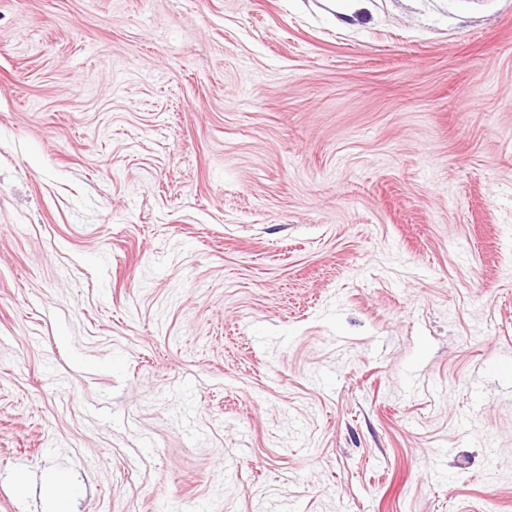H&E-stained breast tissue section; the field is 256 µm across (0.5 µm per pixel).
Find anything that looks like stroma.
I'll list each match as a JSON object with an SVG mask.
<instances>
[{"instance_id": "1", "label": "stroma", "mask_w": 512, "mask_h": 512, "mask_svg": "<svg viewBox=\"0 0 512 512\" xmlns=\"http://www.w3.org/2000/svg\"><path fill=\"white\" fill-rule=\"evenodd\" d=\"M512 0H0V512H512Z\"/></svg>"}]
</instances>
